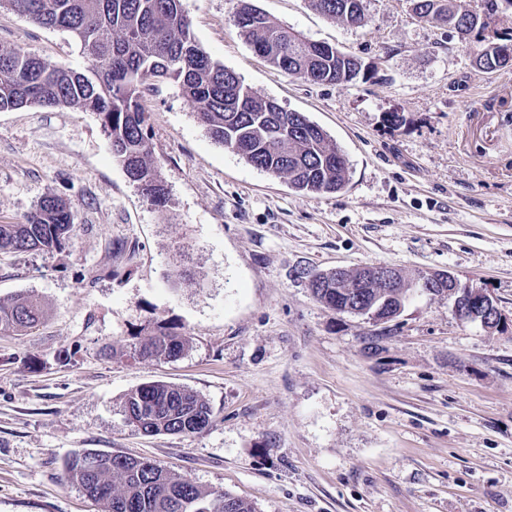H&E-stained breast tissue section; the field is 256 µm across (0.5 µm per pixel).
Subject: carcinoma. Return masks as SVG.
Listing matches in <instances>:
<instances>
[{"label":"carcinoma","instance_id":"carcinoma-1","mask_svg":"<svg viewBox=\"0 0 512 512\" xmlns=\"http://www.w3.org/2000/svg\"><path fill=\"white\" fill-rule=\"evenodd\" d=\"M16 12L48 29L72 33L92 66L77 69L18 51H0V111L22 106H67L97 114L112 154L153 205L167 200V188L152 160L150 136L139 100L152 82L170 80L196 107L211 137L249 164L285 178L303 193H336L349 181L347 160L327 133L301 112L283 110L261 98L238 75L201 49L181 0H6ZM414 13L468 39L484 27L480 16L461 11L454 0H411ZM322 15L345 24L362 0H309ZM239 27L255 53L274 67L317 84H345L358 78L347 54L274 25L253 9ZM71 220L55 196L43 198L22 224H0V251H53L65 246ZM313 296L343 312L353 304L397 315L405 305L380 287L368 269L310 282ZM43 311L28 298L0 302V332L35 326ZM184 336L159 330L142 340L141 358H178ZM128 422L146 435L198 434L212 411L197 394L160 381L147 382L124 403ZM66 480L86 496L108 502V512H258L255 504L230 493L205 490L155 463L86 450L66 463Z\"/></svg>","mask_w":512,"mask_h":512}]
</instances>
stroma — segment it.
I'll return each instance as SVG.
<instances>
[{"label": "stroma", "instance_id": "35a3bbf8", "mask_svg": "<svg viewBox=\"0 0 512 512\" xmlns=\"http://www.w3.org/2000/svg\"><path fill=\"white\" fill-rule=\"evenodd\" d=\"M250 2L367 68L344 85L288 75L240 36L237 0H182L214 62L336 142L340 192H296L216 143L171 81L140 100L162 207L96 114L0 112V224L50 195L73 223L62 249L0 253V299L44 310L0 333V512H107L63 480L87 449L150 459L259 512H512V66L484 70L410 0H364L360 27L308 0ZM0 48L88 65L74 35L6 5ZM383 265L450 272L504 322L488 330L447 296L414 294L377 323L323 305L300 276ZM161 326L188 337L183 355L132 359ZM151 381L198 394L210 426L136 431L124 402Z\"/></svg>", "mask_w": 512, "mask_h": 512}]
</instances>
